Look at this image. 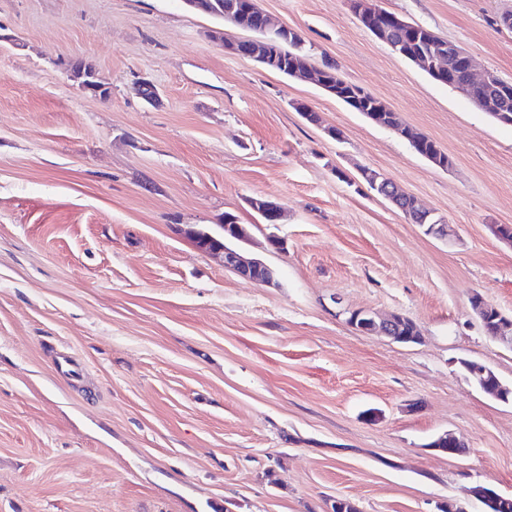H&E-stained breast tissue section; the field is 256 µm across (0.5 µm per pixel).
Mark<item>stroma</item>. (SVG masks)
<instances>
[{"label":"stroma","instance_id":"obj_1","mask_svg":"<svg viewBox=\"0 0 512 512\" xmlns=\"http://www.w3.org/2000/svg\"><path fill=\"white\" fill-rule=\"evenodd\" d=\"M257 5L452 166L225 52L211 31L244 30L183 0H0V512H329L339 497L481 512L465 488L512 496V403L463 367L512 385V349L470 303L512 315V246L492 232L512 225V125L395 54L349 0ZM376 5L512 82V30L497 24L512 0ZM73 59L95 64L108 98L78 87ZM366 169L448 237L376 195ZM228 212L274 285L190 240ZM359 309L405 314L421 338L359 333ZM447 430L464 454L431 448ZM465 367L470 378L477 381L483 391L499 400L501 399L504 386L493 371L476 362L465 363Z\"/></svg>","mask_w":512,"mask_h":512}]
</instances>
